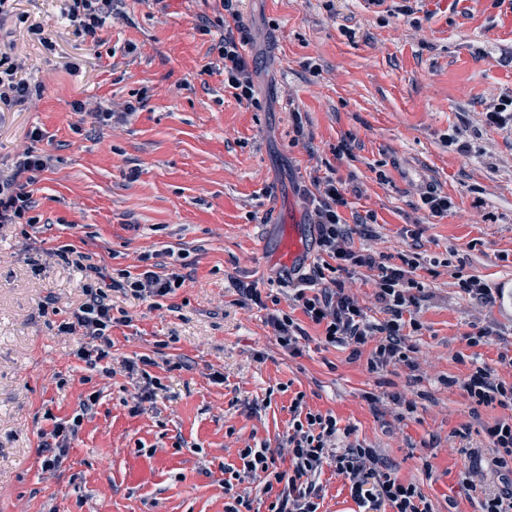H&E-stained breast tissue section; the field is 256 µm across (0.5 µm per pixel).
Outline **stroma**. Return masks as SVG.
Segmentation results:
<instances>
[{"mask_svg":"<svg viewBox=\"0 0 512 512\" xmlns=\"http://www.w3.org/2000/svg\"><path fill=\"white\" fill-rule=\"evenodd\" d=\"M413 7L416 26L369 0H241L255 106L238 102L214 67L219 0H122V18L92 54L59 18L58 0H20L0 22V44L14 42L43 85L35 110L0 112V164L33 126L54 158L35 186L38 224L0 229V512H224L225 466L238 465L240 448L277 447L299 392L349 430V443L418 483L435 512H477L480 491L500 488L480 429L502 411L472 416L447 380L475 357L512 383V125L486 120L512 97V0ZM36 23L54 50L12 41ZM77 99L136 111L98 128L72 112ZM343 139L347 158L334 152ZM329 173L348 186L353 248L390 264L419 257L420 328L406 338L416 369L372 374L348 348L324 344L285 284L278 308L310 336L289 355L268 309L239 292L266 288L278 271L269 260L276 211L293 207L310 223L303 189ZM428 187L452 200L448 212L421 207ZM368 215L373 224L362 225ZM66 244L114 277L168 249L186 277L158 308L113 293L130 318L112 329L113 374L88 368L76 337L58 332L82 300L80 275L44 251ZM459 272L485 280L491 297L465 294ZM480 330L487 344L467 346ZM144 355L161 386L136 413L122 364ZM92 393L64 469L43 473L41 432ZM399 395L418 406L402 420Z\"/></svg>","mask_w":512,"mask_h":512,"instance_id":"stroma-1","label":"stroma"}]
</instances>
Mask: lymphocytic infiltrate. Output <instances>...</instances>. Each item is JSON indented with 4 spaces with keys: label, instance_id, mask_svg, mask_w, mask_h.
<instances>
[{
    "label": "lymphocytic infiltrate",
    "instance_id": "lymphocytic-infiltrate-1",
    "mask_svg": "<svg viewBox=\"0 0 512 512\" xmlns=\"http://www.w3.org/2000/svg\"><path fill=\"white\" fill-rule=\"evenodd\" d=\"M117 0H63L60 11L73 35L85 50L92 51L107 40L108 23L117 18ZM229 14L217 49L223 64L224 85L239 102L256 104L255 69L245 53L249 42L240 12L234 0H220ZM42 96L40 84L30 79L26 62L0 52V112H21L35 107ZM27 147L20 153L10 172L0 171V225L37 224L33 212L37 202L33 185L51 167L52 158L40 147L44 134L40 128L27 130ZM311 216L317 229L319 261L302 273L297 281L294 302L315 325L321 326L326 343L350 348L352 358H366L369 372L387 367L414 369L411 348L403 331L416 327L408 311L415 302L418 283L410 270L419 265L417 256L405 255L400 265H388L365 250H353L349 244L347 220L343 214L349 202L335 177L315 181ZM54 257L81 275L83 300L71 322L61 326L65 335L79 337L76 351L87 366L97 365L110 355L112 328L117 319L112 313V294L121 292L158 307L160 299L173 293L185 281L182 274H159L147 268L134 274L120 271L117 278L105 279L102 270L75 245L53 251ZM353 267L376 270L375 286L386 316L369 319L343 288H319L327 275L349 271ZM472 413L483 408L512 410V385L500 379L495 368L484 362H471L468 373L459 381ZM97 401L96 395L81 400L70 420L54 424L41 435L38 446L41 469L54 473L62 468L69 452L68 442L77 436L83 420ZM293 418L288 424L281 448L288 455V468L277 463L275 450L243 448L238 452L241 468L226 467L224 512H253L249 496L236 493L235 482L250 477L259 480L269 498L267 512H321L323 488L318 478L324 467L335 468L348 480L349 492L362 512H434L422 488L392 475L375 449L355 445L336 446L337 420L329 413L304 410L302 397L291 404ZM482 432L491 451V465L503 487L484 493L478 512H512V417H504L483 426Z\"/></svg>",
    "mask_w": 512,
    "mask_h": 512
}]
</instances>
